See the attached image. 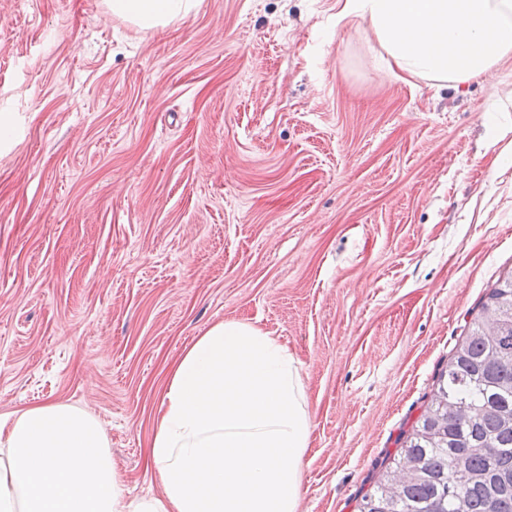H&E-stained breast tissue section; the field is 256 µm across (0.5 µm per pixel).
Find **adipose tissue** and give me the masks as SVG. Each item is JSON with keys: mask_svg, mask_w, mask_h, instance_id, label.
<instances>
[{"mask_svg": "<svg viewBox=\"0 0 512 512\" xmlns=\"http://www.w3.org/2000/svg\"><path fill=\"white\" fill-rule=\"evenodd\" d=\"M112 17L156 30L196 0H103ZM397 78L451 91L512 55V0H344ZM311 421L298 361L242 320L211 326L171 369L146 458L157 497L125 494L99 421L50 402L0 416V512H299Z\"/></svg>", "mask_w": 512, "mask_h": 512, "instance_id": "ef3b65f1", "label": "adipose tissue"}]
</instances>
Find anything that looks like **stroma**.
I'll list each match as a JSON object with an SVG mask.
<instances>
[{"label": "stroma", "mask_w": 512, "mask_h": 512, "mask_svg": "<svg viewBox=\"0 0 512 512\" xmlns=\"http://www.w3.org/2000/svg\"><path fill=\"white\" fill-rule=\"evenodd\" d=\"M337 0H0V415L102 424L131 497L171 367L238 319L298 358L300 512H358L512 272V56L397 79ZM195 0H103L112 17L142 30H158L189 17Z\"/></svg>", "instance_id": "35a3bbf8"}]
</instances>
